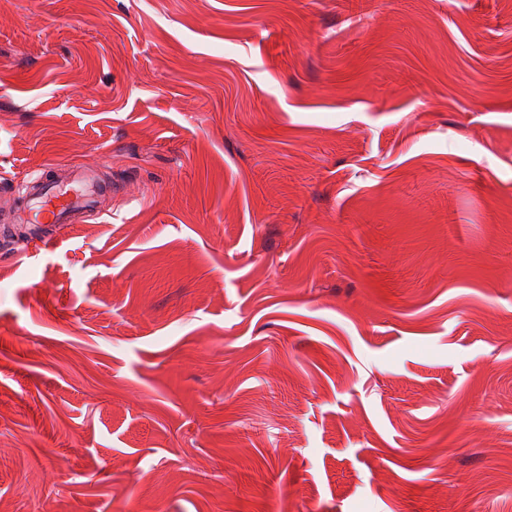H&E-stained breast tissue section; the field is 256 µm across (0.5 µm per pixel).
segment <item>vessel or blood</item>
<instances>
[{"label": "vessel or blood", "instance_id": "1", "mask_svg": "<svg viewBox=\"0 0 512 512\" xmlns=\"http://www.w3.org/2000/svg\"><path fill=\"white\" fill-rule=\"evenodd\" d=\"M103 186L97 173L88 168H70L65 175L48 169L31 182L25 197L28 220L33 224H74L92 211Z\"/></svg>", "mask_w": 512, "mask_h": 512}]
</instances>
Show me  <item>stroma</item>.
Returning a JSON list of instances; mask_svg holds the SVG:
<instances>
[{
  "label": "stroma",
  "instance_id": "1",
  "mask_svg": "<svg viewBox=\"0 0 512 512\" xmlns=\"http://www.w3.org/2000/svg\"><path fill=\"white\" fill-rule=\"evenodd\" d=\"M0 512H512V0H0ZM50 168L31 182L25 199L29 202L28 220L33 224H74L92 211L103 186L98 174L88 168Z\"/></svg>",
  "mask_w": 512,
  "mask_h": 512
}]
</instances>
